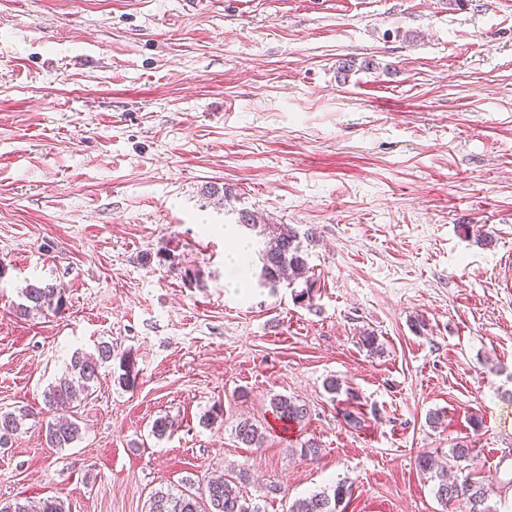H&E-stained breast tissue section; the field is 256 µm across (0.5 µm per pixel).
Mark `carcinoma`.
<instances>
[{
	"instance_id": "carcinoma-1",
	"label": "carcinoma",
	"mask_w": 512,
	"mask_h": 512,
	"mask_svg": "<svg viewBox=\"0 0 512 512\" xmlns=\"http://www.w3.org/2000/svg\"><path fill=\"white\" fill-rule=\"evenodd\" d=\"M239 225L262 233L264 218L256 213H241ZM308 270L300 234L290 224H282L276 234L266 242L262 250L261 283L273 288L280 284L291 285L294 280L304 277ZM24 302L17 305L15 313L26 318L32 314L58 312L64 306V298L51 285H29L22 291ZM112 344L102 342L96 353H75L66 371L44 392L45 405L56 411L59 417L47 422L45 440L50 448H70L81 437V428L69 416L83 401L92 395V389L99 379L103 364L112 361ZM274 418L295 426H301L309 416L306 404L296 398L277 394L270 399ZM33 412L20 409L18 412H0V446L16 434L24 421ZM235 436L249 448H259L264 443V432L253 422L245 419L237 423ZM417 465L423 474L436 480L435 497L441 505L454 506L458 512H488L485 503L490 489L483 480L468 474L463 479L448 481L447 467L436 455L423 452L417 457ZM247 478V472L240 471L238 480L217 478L206 483L200 495L188 490H158L149 497L146 512H260L259 508L248 505L240 493L238 482ZM352 487L339 482L330 489H324L293 503L288 512H345L352 497Z\"/></svg>"
}]
</instances>
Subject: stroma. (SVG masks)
<instances>
[{
  "label": "stroma",
  "mask_w": 512,
  "mask_h": 512,
  "mask_svg": "<svg viewBox=\"0 0 512 512\" xmlns=\"http://www.w3.org/2000/svg\"><path fill=\"white\" fill-rule=\"evenodd\" d=\"M242 211L315 229L308 281L260 285ZM507 277L512 0H0V409L39 414L0 447V500L145 512L244 469L261 512L341 480L346 512H443L417 457L456 474L472 441L490 512H512ZM30 284L61 311L18 318ZM103 341L134 384L107 363L81 439L47 447V386ZM275 394L309 408L288 440ZM235 436L240 443L249 448H261L264 443V432L250 420H241L235 427Z\"/></svg>",
  "instance_id": "stroma-1"
}]
</instances>
